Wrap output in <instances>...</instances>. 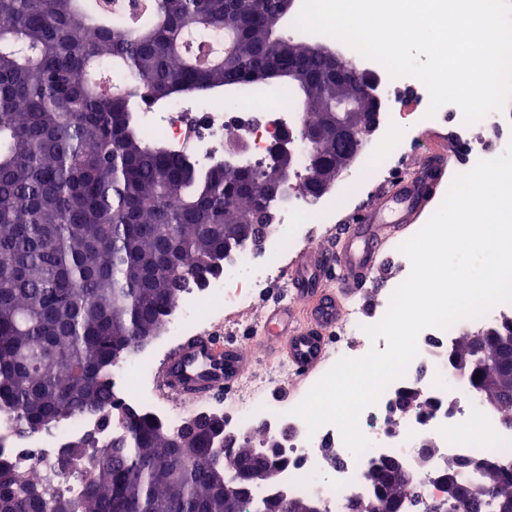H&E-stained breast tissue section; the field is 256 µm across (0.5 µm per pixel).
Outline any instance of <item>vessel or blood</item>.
<instances>
[{"instance_id": "b4317fda", "label": "vessel or blood", "mask_w": 512, "mask_h": 512, "mask_svg": "<svg viewBox=\"0 0 512 512\" xmlns=\"http://www.w3.org/2000/svg\"><path fill=\"white\" fill-rule=\"evenodd\" d=\"M447 159V146L428 152L410 174L397 178L377 202L343 226L336 247L304 251L286 272L295 301L264 310L262 343L278 342L296 371L316 368L342 321L345 300L357 287H377L382 248L435 196L447 175ZM249 362L238 344L196 337L169 358L162 380L174 394L209 397L232 387Z\"/></svg>"}]
</instances>
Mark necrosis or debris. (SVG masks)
<instances>
[{"mask_svg":"<svg viewBox=\"0 0 512 512\" xmlns=\"http://www.w3.org/2000/svg\"><path fill=\"white\" fill-rule=\"evenodd\" d=\"M364 71L380 78V99L385 104L379 115L378 142L367 145L363 162L347 171L345 183L360 189L369 182L389 178L404 165L417 146L414 132L423 124L452 129L467 147L461 170H470L478 161L495 158L512 143V115L493 112L481 120V137H474L464 123L460 109L452 104L429 113L430 97L426 87L412 77L394 78L378 62L361 58ZM413 98L411 111H401L403 94ZM147 134L161 138L168 148L190 156L207 167L226 158L229 142H245L246 151L238 158L242 165H267L270 145L286 130L298 131L300 114L288 94L272 98L247 87H239L231 101L219 99L171 100L163 110H148L141 115ZM386 144L390 153L386 162L372 166L377 145ZM277 228L264 241L261 250L244 246L228 258L220 275L207 283L189 284L169 311L165 325L151 347L140 349L135 358L117 363L109 372L116 402L141 410L178 428L186 410L209 408L207 399L192 402L164 396L156 382L165 350L177 338L208 331L221 320L234 319L253 309L267 289L281 279L288 259L299 247L336 221L335 195L310 198L298 195L288 201H276ZM512 319V304H501L488 314L457 322L448 329L428 328L418 337V355L405 375L391 382L377 402L360 417V428L369 441L361 456H353L338 429L331 425L308 434L302 419L291 415L287 404L276 400L267 387L246 378L228 392L217 407L223 412L225 428L249 442H258L257 422H266L271 430L287 429L283 455L287 466L277 487L291 497L317 498L322 512H340L341 502L354 493H368L364 482L368 462L379 456L403 458L415 466V446L423 439L433 441L437 453L415 495L435 499L445 494V486L435 481L436 474L453 460L478 456L481 449L495 453L497 464L512 470V427L500 424L474 389L468 374H451L448 351L460 331L477 335L495 322ZM369 320L360 303H353L328 350L329 361L342 357L357 358L370 347L385 350V339L370 341L364 331ZM419 386L421 405L400 417L394 433L382 425L388 407L400 390ZM95 419L86 415L59 422L38 435L21 438L14 431L8 414L0 413V455L26 458L23 473L27 483H38L51 474L62 444L74 435L93 429Z\"/></svg>","mask_w":512,"mask_h":512,"instance_id":"4bbe7bcc","label":"necrosis or debris"}]
</instances>
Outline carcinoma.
<instances>
[{
  "label": "carcinoma",
  "mask_w": 512,
  "mask_h": 512,
  "mask_svg": "<svg viewBox=\"0 0 512 512\" xmlns=\"http://www.w3.org/2000/svg\"><path fill=\"white\" fill-rule=\"evenodd\" d=\"M110 0H0V411L32 437L59 420L93 415L111 427L63 446L55 479L22 482V461L0 458V512H224V476L205 433L170 446L173 429L112 400L109 369L157 331L187 282L219 273L241 246L224 229L261 224L277 195L269 170H205L145 137L140 112L209 96L267 76L303 73L316 121L336 95V62L275 34L284 0H150L151 16L116 26ZM200 27L229 33L232 56L190 62ZM344 90L366 96L351 65ZM345 145L323 148L325 165ZM512 320L455 344L484 402L512 426V377L493 380ZM85 470L75 493L70 472ZM448 503L425 512H512V472L486 458L448 465ZM396 477L374 505L400 512Z\"/></svg>",
  "instance_id": "carcinoma-1"
}]
</instances>
